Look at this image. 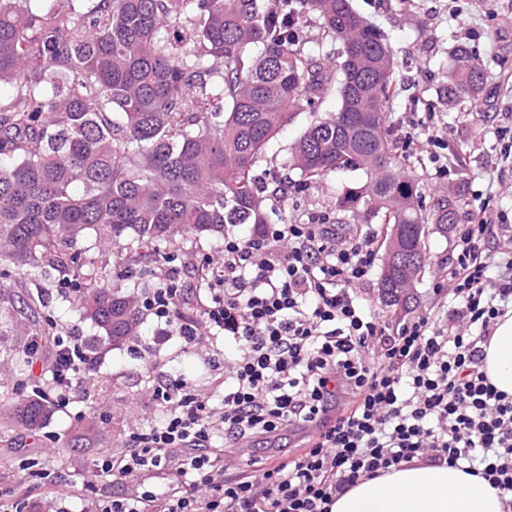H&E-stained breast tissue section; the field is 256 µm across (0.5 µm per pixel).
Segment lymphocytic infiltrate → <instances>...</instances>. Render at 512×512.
<instances>
[{
    "label": "lymphocytic infiltrate",
    "mask_w": 512,
    "mask_h": 512,
    "mask_svg": "<svg viewBox=\"0 0 512 512\" xmlns=\"http://www.w3.org/2000/svg\"><path fill=\"white\" fill-rule=\"evenodd\" d=\"M444 128L442 113H430L406 146L447 176ZM378 237L337 235L324 212L264 225L256 238L225 225L219 260L196 268L205 288L191 316L180 311L182 288L159 277L141 308L160 335L188 350L220 334L232 349L222 406L199 384L155 380L161 421L103 453L84 482L90 489L108 475L141 484L96 512H330L358 480L417 459L481 477L512 512V396L482 369L484 344L512 316V222L490 203L474 208L434 274L439 309L394 327L358 293ZM493 238L499 250L489 249ZM55 347L41 392L65 406L98 358L72 332ZM286 428L301 432L298 447L244 459L240 475L225 478L234 448Z\"/></svg>",
    "instance_id": "1"
}]
</instances>
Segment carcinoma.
Returning <instances> with one entry per match:
<instances>
[{
  "mask_svg": "<svg viewBox=\"0 0 512 512\" xmlns=\"http://www.w3.org/2000/svg\"><path fill=\"white\" fill-rule=\"evenodd\" d=\"M0 0V261L25 274L78 277V244L96 232L105 261L77 289L79 319L118 348L139 335L143 315L132 272L164 255L176 236H224V225L257 231L288 191L328 172L361 170L343 223L362 216L406 240L399 266L382 268L398 305L425 269V238L461 218L465 186L428 199L400 173L388 112L397 63L383 34L350 0ZM318 16L314 43L340 42L326 63L302 35ZM439 95L448 109L478 112L489 73L475 50L454 42ZM336 88V112L310 123L281 175L272 141L292 116L315 110ZM51 402L33 395L15 417L39 431Z\"/></svg>",
  "mask_w": 512,
  "mask_h": 512,
  "instance_id": "carcinoma-1",
  "label": "carcinoma"
}]
</instances>
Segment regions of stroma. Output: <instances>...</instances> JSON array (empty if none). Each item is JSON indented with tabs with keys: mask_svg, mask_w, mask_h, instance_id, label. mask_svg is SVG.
Wrapping results in <instances>:
<instances>
[{
	"mask_svg": "<svg viewBox=\"0 0 512 512\" xmlns=\"http://www.w3.org/2000/svg\"><path fill=\"white\" fill-rule=\"evenodd\" d=\"M352 6L384 32L395 58L404 64L390 113L392 140L402 168L421 176L425 195L461 181L466 186L464 209L475 208L489 196L495 207L512 217V164L501 159V129L512 124V0H476L463 27L450 16V0H352ZM455 39L479 50L491 72V89L481 111L448 113L444 139L452 173L442 178L428 156L405 148L403 137L417 133L427 113L443 110L438 89L448 71V49ZM337 107L338 100L331 93L318 113L302 110L294 115L277 137L280 172H287V149L313 116H327ZM471 138L476 141L471 152L456 157L459 141ZM365 180L360 171L329 173L319 184L289 195L270 213L269 221H303L311 213L325 212L337 220V232H356L355 224L342 223L338 201L345 190L359 188ZM454 244V238L429 235L425 270L412 290L409 308L388 309L384 314L388 322L431 307L433 274ZM221 245L218 239L179 242L177 259L148 264L145 286L153 287L162 272L190 282L193 266L216 255ZM31 289L30 281L19 278L10 265H0V306L12 311L10 319L0 321V340L5 343L0 349V383L9 387L8 396L0 398V500L27 496L38 503L51 498L56 512H88L90 496L111 498L118 486L106 479L95 492H88L82 486L86 473L103 452L118 449L132 432L154 424L161 414L152 394L153 379L180 376L203 383L214 371L196 355L182 352L178 341H159L154 322L148 318L141 327L139 351L127 345L118 349L103 345L95 374L79 381L68 405L54 408L40 432H30L11 415L13 404L27 395L14 371L18 351L26 347L29 337H41V347L28 368L30 377L39 381L46 375L55 350L53 338L59 332L74 329L87 340L98 334L90 321L79 320L69 311L56 283H46L40 303L30 301ZM145 356L153 360V371L144 370L141 359ZM27 459L38 460L39 469H23Z\"/></svg>",
	"mask_w": 512,
	"mask_h": 512,
	"instance_id": "obj_1",
	"label": "stroma"
}]
</instances>
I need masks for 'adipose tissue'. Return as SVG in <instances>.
<instances>
[{
    "label": "adipose tissue",
    "instance_id": "1",
    "mask_svg": "<svg viewBox=\"0 0 512 512\" xmlns=\"http://www.w3.org/2000/svg\"><path fill=\"white\" fill-rule=\"evenodd\" d=\"M483 368L512 395V316L500 320L485 348ZM496 489L462 469L415 461L376 479L359 480L331 512H502Z\"/></svg>",
    "mask_w": 512,
    "mask_h": 512
}]
</instances>
